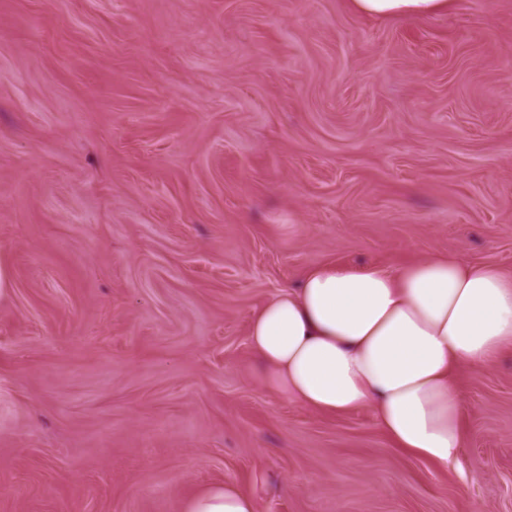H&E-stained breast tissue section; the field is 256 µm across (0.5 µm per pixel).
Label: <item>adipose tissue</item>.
I'll return each instance as SVG.
<instances>
[{
	"mask_svg": "<svg viewBox=\"0 0 512 512\" xmlns=\"http://www.w3.org/2000/svg\"><path fill=\"white\" fill-rule=\"evenodd\" d=\"M377 16L421 15L445 0H353ZM263 385L311 409H371L396 448L445 467L463 448L461 364L484 366L512 345V276L496 267L432 258L395 270L320 265L272 295L247 336ZM183 512H256L224 484Z\"/></svg>",
	"mask_w": 512,
	"mask_h": 512,
	"instance_id": "ef3b65f1",
	"label": "adipose tissue"
}]
</instances>
